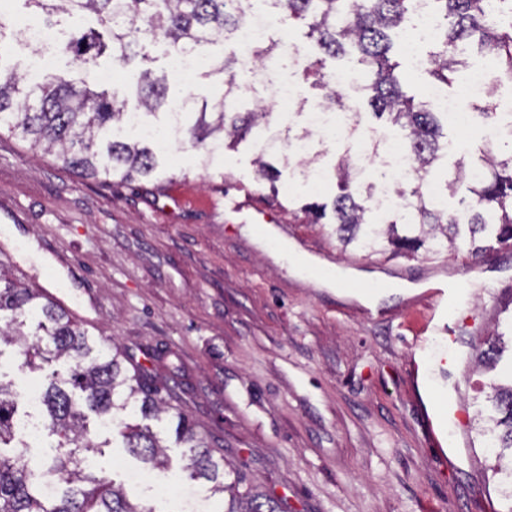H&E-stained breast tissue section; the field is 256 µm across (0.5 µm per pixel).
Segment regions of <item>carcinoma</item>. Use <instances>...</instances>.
<instances>
[{
	"label": "carcinoma",
	"instance_id": "cac0c4a2",
	"mask_svg": "<svg viewBox=\"0 0 512 512\" xmlns=\"http://www.w3.org/2000/svg\"><path fill=\"white\" fill-rule=\"evenodd\" d=\"M28 15L51 22L56 15L69 18L96 16L100 29L63 32L60 49L70 52L94 69L112 61L126 65L163 39L174 56L185 49L211 43L224 33L260 22L258 12L284 24L302 23L322 56L300 63L305 79L323 91L318 108H344L343 93L334 75L325 72V58L337 59L351 47L364 78L371 115L395 127L413 173L395 186L398 204L383 214L375 208V194L387 182L378 169L374 181L363 183L353 173L349 156L336 167L337 193L332 202L336 236L343 247L393 256H414L419 251L439 254L468 235L475 254L492 244L512 243V131L500 150L478 149L465 167L458 161L451 169L438 166L440 138L446 113L431 101L407 94L400 63L392 59L394 40L415 27L413 0H23ZM441 28L435 51L423 57L422 66L432 77L431 89L450 95L457 74L467 67L468 47L494 63L498 80L512 82V0H432ZM275 45L255 43L248 53L261 64V78L274 79L275 69L265 65ZM240 58L232 53L215 67L222 75L224 95L202 104L199 112L165 113L166 122L152 125L157 132L183 135L193 145L208 139L234 145L267 125L268 113L247 107L237 99ZM166 76L150 70L141 74L135 100L148 114L167 103ZM486 100L474 105L481 125L497 120L493 88ZM128 102H117L107 92L91 87L88 77L66 81L53 75L35 84L23 82L12 71L0 74V130L29 141L32 146L56 153L64 167L92 177L119 176L130 180L149 176L160 165L161 147L155 137L120 135ZM468 180L467 195L460 198L462 221L441 209L442 199L428 195V187L443 182L442 192H455ZM18 348L20 368L43 372L56 363L68 364L67 373L54 369L39 388V406L45 408L44 429L56 437L50 451L30 462L4 453L15 439L16 391L0 380V512H155L130 502L121 484L88 469L89 460L102 453L108 442H98L88 430V414L112 421V431L126 452L153 468L167 467L170 459L159 434L147 424L161 420L167 407L146 387L144 374L128 375L118 347L97 348L87 332L40 291L7 277L0 269V345ZM507 351L502 335L478 355L487 372L498 369ZM491 414L483 430L486 447L495 455L494 474L503 494L512 501V361L501 376L489 383ZM175 442L186 448L181 470L191 479L213 483L212 495H221L222 512H283L281 502L256 487L239 491L246 482L242 472L224 460L181 415L176 414ZM69 486L62 495L47 496L35 479L34 468Z\"/></svg>",
	"mask_w": 512,
	"mask_h": 512
}]
</instances>
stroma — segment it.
<instances>
[{"mask_svg":"<svg viewBox=\"0 0 512 512\" xmlns=\"http://www.w3.org/2000/svg\"><path fill=\"white\" fill-rule=\"evenodd\" d=\"M170 72L163 42L147 58L112 65V91L134 94L140 73ZM252 103L270 110L275 130L299 134L320 90L281 70L294 104L276 107L275 89L252 80ZM355 134L314 141L336 191L344 153L372 177L371 128L361 89L347 93ZM496 129H447V164L469 160L489 137L512 128V86L496 84ZM278 169L260 178L254 160ZM302 156L285 143L249 139L211 155L177 140L166 165L130 181L81 176L55 155L0 134V229L35 241L45 269L18 261L0 244V262L29 286L87 308L90 341L119 346L141 367L172 411L182 412L212 447L221 449L249 483L282 499L288 512H506L486 449L445 455L428 436L437 401L424 387L427 362L441 350L431 336L413 348L432 282L424 255L390 257L342 249L333 216L312 223L303 210L314 197L301 183ZM244 198L283 227L279 242L348 277L316 288L274 264L252 233L256 221L232 213ZM464 289L458 311L467 341L454 373L458 396L478 411L484 399L476 355L498 319L512 317V246L472 255L466 243L443 254Z\"/></svg>","mask_w":512,"mask_h":512,"instance_id":"stroma-1","label":"stroma"}]
</instances>
